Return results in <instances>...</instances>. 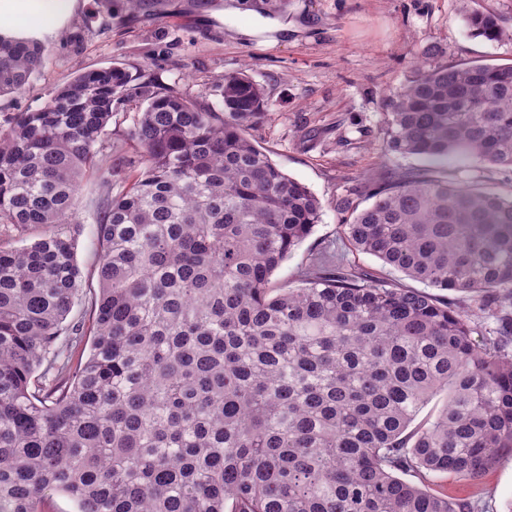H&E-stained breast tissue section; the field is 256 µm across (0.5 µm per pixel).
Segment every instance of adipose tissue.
I'll return each instance as SVG.
<instances>
[{
    "label": "adipose tissue",
    "mask_w": 512,
    "mask_h": 512,
    "mask_svg": "<svg viewBox=\"0 0 512 512\" xmlns=\"http://www.w3.org/2000/svg\"><path fill=\"white\" fill-rule=\"evenodd\" d=\"M77 0H0V35L37 40L70 18Z\"/></svg>",
    "instance_id": "adipose-tissue-1"
}]
</instances>
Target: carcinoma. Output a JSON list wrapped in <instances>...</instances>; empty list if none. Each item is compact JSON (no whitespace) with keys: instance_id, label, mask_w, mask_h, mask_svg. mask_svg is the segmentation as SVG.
Masks as SVG:
<instances>
[{"instance_id":"1","label":"carcinoma","mask_w":512,"mask_h":512,"mask_svg":"<svg viewBox=\"0 0 512 512\" xmlns=\"http://www.w3.org/2000/svg\"><path fill=\"white\" fill-rule=\"evenodd\" d=\"M474 36L512 40L492 12ZM384 101L383 151L512 171V65L432 62ZM0 36V96L44 65ZM216 102L112 64L75 75L0 135V226L55 231L0 246V512H474L405 479L480 480L512 449V318L483 344L472 314L319 254L274 271L323 204L249 137L264 89L244 71ZM133 110L128 165L109 127ZM98 173L102 257L86 359L57 341L80 293L56 229ZM336 198L341 232L430 288L512 305V195L400 169ZM370 205L360 207V198ZM442 404L414 421L436 396Z\"/></svg>"}]
</instances>
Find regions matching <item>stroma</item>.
Wrapping results in <instances>:
<instances>
[{
    "label": "stroma",
    "instance_id": "stroma-1",
    "mask_svg": "<svg viewBox=\"0 0 512 512\" xmlns=\"http://www.w3.org/2000/svg\"><path fill=\"white\" fill-rule=\"evenodd\" d=\"M459 8V0H142L132 10L124 0H78L58 35L44 40L46 62L26 90L0 98V133L20 114L47 104L77 73L111 63L192 98L208 96L216 77L246 70L264 88L269 112L250 137L324 205L320 223L275 271L273 284L297 282L311 255L329 246L385 284L404 285V274L351 248L339 231L337 196L363 175L405 168L512 193V172L437 166L381 151L382 104L425 46L436 47L439 62L451 65L512 64V42L472 36ZM262 23L268 31L241 35V27ZM100 196L97 180L86 179L76 222L68 227L81 276L74 321L92 316ZM430 481L439 492L476 503L478 512H512L511 450L478 482L444 474Z\"/></svg>",
    "mask_w": 512,
    "mask_h": 512
}]
</instances>
